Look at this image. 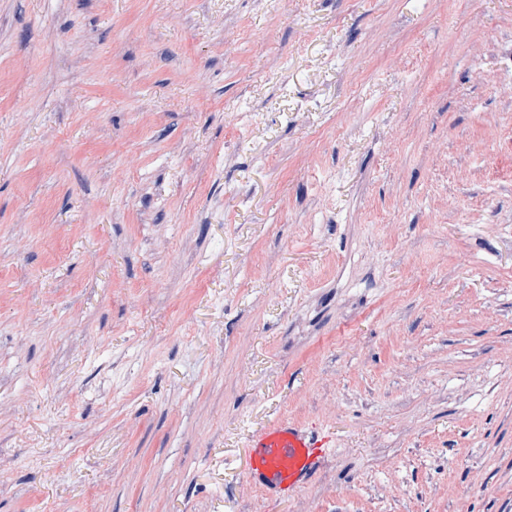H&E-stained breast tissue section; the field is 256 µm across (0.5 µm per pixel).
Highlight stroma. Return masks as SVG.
<instances>
[{
	"label": "stroma",
	"instance_id": "35a3bbf8",
	"mask_svg": "<svg viewBox=\"0 0 512 512\" xmlns=\"http://www.w3.org/2000/svg\"><path fill=\"white\" fill-rule=\"evenodd\" d=\"M0 512H512V0H0ZM331 445L328 435L274 421L249 449V478L267 498H288L315 474Z\"/></svg>",
	"mask_w": 512,
	"mask_h": 512
}]
</instances>
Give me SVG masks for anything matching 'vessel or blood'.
<instances>
[{"label": "vessel or blood", "instance_id": "vessel-or-blood-1", "mask_svg": "<svg viewBox=\"0 0 512 512\" xmlns=\"http://www.w3.org/2000/svg\"><path fill=\"white\" fill-rule=\"evenodd\" d=\"M331 439L289 422L270 423L248 454V475L270 499L295 494L317 471Z\"/></svg>", "mask_w": 512, "mask_h": 512}]
</instances>
